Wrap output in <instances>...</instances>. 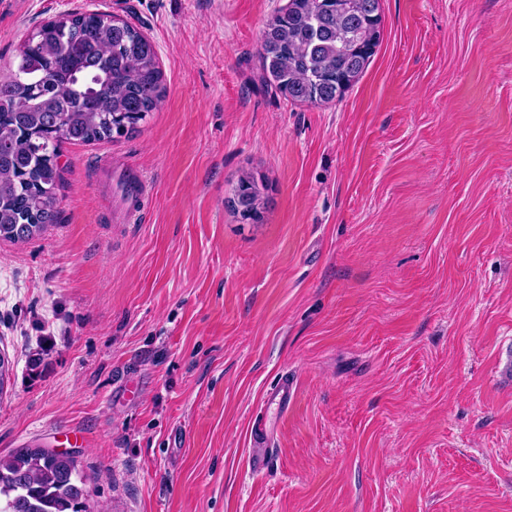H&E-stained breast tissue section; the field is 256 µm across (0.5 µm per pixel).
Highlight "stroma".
Segmentation results:
<instances>
[{"instance_id":"stroma-1","label":"stroma","mask_w":512,"mask_h":512,"mask_svg":"<svg viewBox=\"0 0 512 512\" xmlns=\"http://www.w3.org/2000/svg\"><path fill=\"white\" fill-rule=\"evenodd\" d=\"M287 2L0 0V81L42 21L103 11L166 83L138 131L63 143L58 222L0 241V456L75 451L91 512H512V0H381L323 106L263 75ZM266 190V186L262 182L259 184L255 177L249 173L242 174L239 177L232 195L239 199L240 205L245 207L249 214L246 215L244 212H240L239 208L233 204L231 207L242 221H249L248 224H258L262 221V214L267 204ZM294 393V382L288 377L283 375L280 377L274 389L267 394L263 403V411L260 413L261 416H257L253 422L251 428V438L254 443V447L258 448L250 460V467L255 472L262 471L268 463V448L270 446V440L273 429L268 423L267 414L270 410H275L277 415L288 409Z\"/></svg>"}]
</instances>
